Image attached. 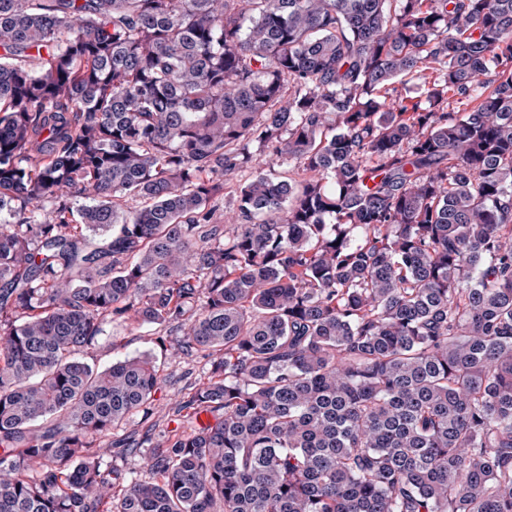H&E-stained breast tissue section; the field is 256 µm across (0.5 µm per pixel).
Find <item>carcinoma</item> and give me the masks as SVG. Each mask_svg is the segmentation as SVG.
I'll return each instance as SVG.
<instances>
[{"label":"carcinoma","mask_w":512,"mask_h":512,"mask_svg":"<svg viewBox=\"0 0 512 512\" xmlns=\"http://www.w3.org/2000/svg\"><path fill=\"white\" fill-rule=\"evenodd\" d=\"M0 512H512V0H0ZM252 175L250 170H241L229 177L226 185H224V196L215 202V219L217 224H224L228 229L232 227L230 225L232 224L230 216L233 209L234 192L239 186L249 181ZM159 331L170 342H175L180 338L177 332L170 333V327L167 326L137 322L114 323L109 328V336L104 337L94 349L81 352L77 356L89 362L94 361L101 368L143 353H153L160 358V349L154 342ZM167 334H171V336H166ZM207 367L206 360L196 355H179L167 359L161 367V389L156 395L158 401L154 406L152 417L148 423H143L140 415H133L119 429L112 430V433L103 439V448L99 450L100 454H103L104 461L111 462L112 466L121 470L133 472L142 480H151L153 475L147 465L150 448L145 445L130 453L117 448L122 444L115 445V442L118 443L130 435L141 439L149 424L153 425V430L150 432L153 441L161 439L167 431L168 421L174 414L177 403L188 392L187 388L206 381Z\"/></svg>","instance_id":"1"}]
</instances>
